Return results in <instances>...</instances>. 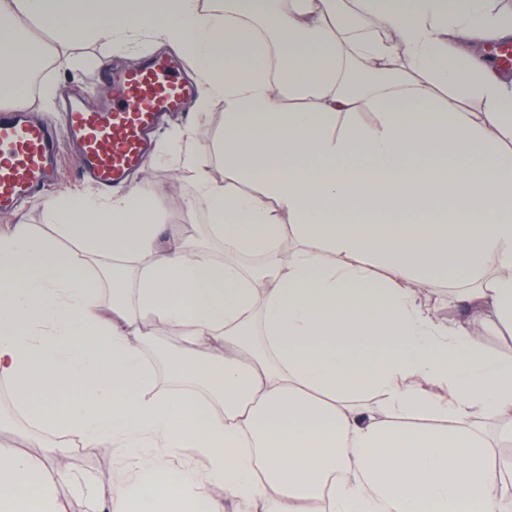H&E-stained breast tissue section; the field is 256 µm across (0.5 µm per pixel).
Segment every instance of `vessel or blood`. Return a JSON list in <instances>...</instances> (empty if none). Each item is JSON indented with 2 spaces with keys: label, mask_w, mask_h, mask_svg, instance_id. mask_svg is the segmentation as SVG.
<instances>
[{
  "label": "vessel or blood",
  "mask_w": 512,
  "mask_h": 512,
  "mask_svg": "<svg viewBox=\"0 0 512 512\" xmlns=\"http://www.w3.org/2000/svg\"><path fill=\"white\" fill-rule=\"evenodd\" d=\"M100 89L94 109L66 98L58 128L31 112L0 113L1 212L54 183L67 150L79 157L83 179L103 190L123 184L146 159L161 116L181 111L194 93L164 57L106 70Z\"/></svg>",
  "instance_id": "1"
}]
</instances>
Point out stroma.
I'll return each mask as SVG.
<instances>
[{
    "mask_svg": "<svg viewBox=\"0 0 512 512\" xmlns=\"http://www.w3.org/2000/svg\"><path fill=\"white\" fill-rule=\"evenodd\" d=\"M165 45L147 33H139L134 41L109 45L76 39L70 42L66 53L82 54L85 69L72 71L61 63H53L40 75L39 84L53 85L57 97L78 92L88 102H95L100 71L109 65L117 67L142 59L144 56L165 52ZM191 125L195 128L194 148L203 167L214 182L223 184L229 179L214 145L224 127V106L216 102L205 112H197L194 102H187L183 111L175 113L163 126L162 135ZM131 183L148 186L153 195L159 218L167 226L169 236L187 242L192 248L205 250L213 255L224 252V245L210 234L202 206L187 208L186 203L196 194V186L181 169L176 152L150 156L132 174ZM42 197H35L17 209L0 213V234L9 233L15 225L25 224L32 232L44 237H58L54 224L48 222ZM186 348L182 328L167 331L154 329L148 338L146 355L154 359L155 386L167 390L174 384L165 363L158 354H180ZM60 436L41 427L30 416L22 415L13 397H0V446L33 454L58 447ZM72 462L67 469L68 480L56 482V494L65 512H93L95 503L107 501L111 495L109 477L119 476L122 464L116 453L107 448H87L78 438H71L67 449Z\"/></svg>",
    "mask_w": 512,
    "mask_h": 512,
    "instance_id": "obj_1",
    "label": "stroma"
}]
</instances>
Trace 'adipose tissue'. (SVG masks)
Wrapping results in <instances>:
<instances>
[{
  "mask_svg": "<svg viewBox=\"0 0 512 512\" xmlns=\"http://www.w3.org/2000/svg\"><path fill=\"white\" fill-rule=\"evenodd\" d=\"M382 36L341 22L346 2ZM58 43L128 42L146 30L196 66L200 108L224 104L213 183L178 133L212 235L265 257L260 276L160 239L142 186L102 202L48 198L88 253L135 270L100 307L99 281L25 225L0 236V380L46 428L126 463L110 512H505V466L481 422L512 414V353L477 349L512 329V74L478 46L512 42L485 0H0V102ZM476 97L479 111L464 103ZM373 111L370 123L360 112ZM483 151L482 165L473 162ZM242 183L258 184L244 193ZM291 235L287 263L277 246ZM455 282L463 314L417 302ZM188 328L169 360L188 389L154 390L146 325ZM223 346V359L207 344ZM383 407L374 411L368 396ZM194 449L204 467L170 469ZM49 455L0 446V512H62ZM224 487L211 499L210 484ZM475 345L485 351H509L512 350V338L503 336L502 330L487 325L474 340Z\"/></svg>",
  "mask_w": 512,
  "mask_h": 512,
  "instance_id": "1",
  "label": "adipose tissue"
}]
</instances>
